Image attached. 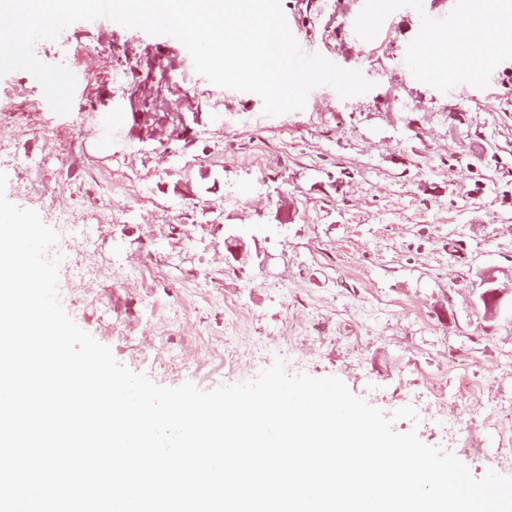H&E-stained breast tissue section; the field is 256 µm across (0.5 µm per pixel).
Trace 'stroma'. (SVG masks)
I'll list each match as a JSON object with an SVG mask.
<instances>
[{
    "label": "stroma",
    "instance_id": "1",
    "mask_svg": "<svg viewBox=\"0 0 512 512\" xmlns=\"http://www.w3.org/2000/svg\"><path fill=\"white\" fill-rule=\"evenodd\" d=\"M280 5L305 52L371 89L344 98L321 85L304 109L267 116L258 95L199 75L171 36L77 21L34 47L74 74L68 114L31 73L0 76V172L44 224L59 212L93 225L91 241L68 245L91 300L69 316L131 371L175 388L229 354L240 381L255 379L252 337L224 329L238 299L269 342L289 337L317 360L313 377L368 402L469 371L474 392L431 412L459 422L454 454L483 479L492 449L512 443V46L458 83L427 75L419 52L478 0ZM138 112L184 113L192 134L175 121L142 134ZM120 117L121 134L101 140ZM57 127L72 142L51 155ZM111 185L122 193L106 197ZM220 224L256 237L266 270L229 260ZM179 239L190 246L176 254ZM488 272L509 290L493 320L479 301ZM287 286L308 308L289 307ZM492 400L508 411L490 427Z\"/></svg>",
    "mask_w": 512,
    "mask_h": 512
}]
</instances>
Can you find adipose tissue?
<instances>
[{
  "label": "adipose tissue",
  "instance_id": "1",
  "mask_svg": "<svg viewBox=\"0 0 512 512\" xmlns=\"http://www.w3.org/2000/svg\"><path fill=\"white\" fill-rule=\"evenodd\" d=\"M508 24L511 22L501 11V0H481L461 28L438 34L423 44L420 64L425 67L435 60L440 66H450L461 49L473 59L492 60L499 50V37Z\"/></svg>",
  "mask_w": 512,
  "mask_h": 512
}]
</instances>
